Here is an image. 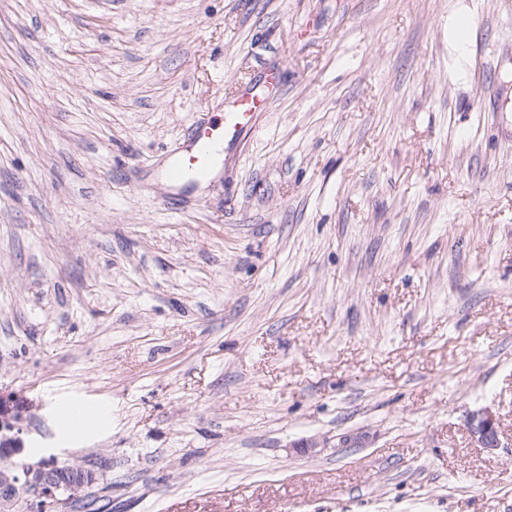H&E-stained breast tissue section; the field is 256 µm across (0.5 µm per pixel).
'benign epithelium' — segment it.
<instances>
[{
  "instance_id": "obj_1",
  "label": "benign epithelium",
  "mask_w": 512,
  "mask_h": 512,
  "mask_svg": "<svg viewBox=\"0 0 512 512\" xmlns=\"http://www.w3.org/2000/svg\"><path fill=\"white\" fill-rule=\"evenodd\" d=\"M31 408L0 395V512H57L70 496L86 492L94 484L89 468L78 464L61 467L54 454L35 462L23 459L25 447L18 434ZM469 431L478 447H501L499 423L491 411L471 413Z\"/></svg>"
}]
</instances>
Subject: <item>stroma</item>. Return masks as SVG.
I'll return each instance as SVG.
<instances>
[{"instance_id":"35a3bbf8","label":"stroma","mask_w":512,"mask_h":512,"mask_svg":"<svg viewBox=\"0 0 512 512\" xmlns=\"http://www.w3.org/2000/svg\"><path fill=\"white\" fill-rule=\"evenodd\" d=\"M0 392L101 512H512V0H0ZM261 105L249 93H232L225 98L224 122L219 132L210 121H196L167 168L170 185L182 188L210 180L222 161V142L224 147L234 144L246 129L252 128ZM468 424L471 438L479 448H501L499 423L491 411L482 409L471 413ZM75 424V427H70V436L94 434L103 432L109 428L112 424V417L107 412L101 414H92L87 411L83 417Z\"/></svg>"}]
</instances>
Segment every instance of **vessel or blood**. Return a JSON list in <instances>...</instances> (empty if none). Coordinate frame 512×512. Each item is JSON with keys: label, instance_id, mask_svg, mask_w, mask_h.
I'll return each instance as SVG.
<instances>
[{"label": "vessel or blood", "instance_id": "vessel-or-blood-1", "mask_svg": "<svg viewBox=\"0 0 512 512\" xmlns=\"http://www.w3.org/2000/svg\"><path fill=\"white\" fill-rule=\"evenodd\" d=\"M260 107V100L251 94L234 93L225 99L222 128H214L205 120L196 121L167 168L170 185L181 188L210 180L221 163L223 146L234 144L253 127Z\"/></svg>", "mask_w": 512, "mask_h": 512}]
</instances>
